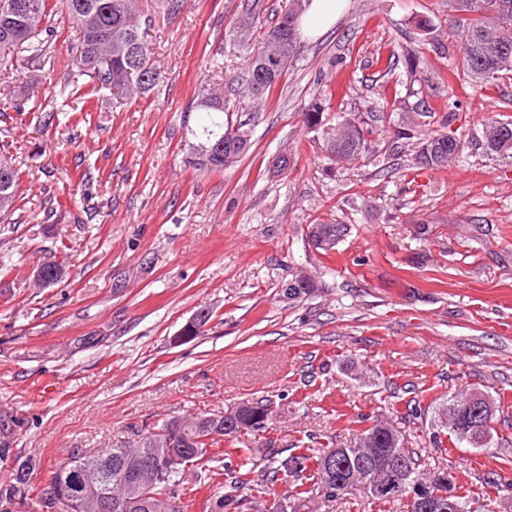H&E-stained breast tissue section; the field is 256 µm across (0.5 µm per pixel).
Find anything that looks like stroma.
<instances>
[{"label": "stroma", "mask_w": 512, "mask_h": 512, "mask_svg": "<svg viewBox=\"0 0 512 512\" xmlns=\"http://www.w3.org/2000/svg\"><path fill=\"white\" fill-rule=\"evenodd\" d=\"M144 3L162 75L148 96L101 93L83 122L0 116V138L21 151L18 209L0 226V430L34 458L31 482L164 420L262 398L278 414L273 431L244 438L252 448L343 442L393 411L424 437L434 399L476 386L505 403L494 448L428 453L443 454L475 512H512V154L482 134L512 118V80L476 91L457 77L448 0H347L329 32L303 38L262 109L234 114L248 153L207 172L186 147L201 121L188 106L203 88L228 93L263 40L234 41L239 0H190L176 15ZM53 25L55 65L25 69L9 86L18 101L65 100L76 34L65 12ZM321 90L334 94L331 121L377 113L374 153L330 163L302 116ZM393 123L470 146L447 169L419 170ZM319 220L348 227L327 256L305 236ZM63 242L62 282L39 286L37 261ZM299 268L319 287L285 299ZM202 310L205 335L174 344Z\"/></svg>", "instance_id": "35a3bbf8"}]
</instances>
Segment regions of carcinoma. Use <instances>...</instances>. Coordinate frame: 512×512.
Listing matches in <instances>:
<instances>
[{"instance_id":"obj_1","label":"carcinoma","mask_w":512,"mask_h":512,"mask_svg":"<svg viewBox=\"0 0 512 512\" xmlns=\"http://www.w3.org/2000/svg\"><path fill=\"white\" fill-rule=\"evenodd\" d=\"M62 7L77 31V40L67 63L68 77L73 85L86 95L109 90L125 98L144 96L159 83L160 71L152 61V52L146 40L147 32L142 27L138 0H0V84L19 76L30 65L46 66L55 63L49 39L56 7ZM448 30L459 37L457 71L469 84L482 90L493 85L505 75H512V0H448ZM266 11L265 0H240L238 16L233 33L240 43L246 45L251 33L260 23ZM303 12V0H293V6L263 32L264 46L261 52L248 63L242 81L247 93L230 100L213 93H201L187 108L189 112L203 114L199 131L193 133L195 141L189 149L200 144L213 145L225 142L227 131L238 128L239 136L230 142L231 157L248 152L251 141L243 125H235L225 119L231 112L245 110L255 101L266 98L282 82L288 67L302 52V41L292 37L288 28V16ZM332 96L316 93L305 108L304 123L307 129L320 135H331L336 149L329 160L333 163H351L374 151V134L364 113L358 112L344 118L327 133L324 127L325 111L331 108ZM483 138L487 148L496 153L512 151V121L493 119L484 125ZM469 142L461 137L435 132L416 142L413 165L422 170H440L448 162L461 155ZM20 193L18 168L11 167L6 180L0 179V223H7L15 212ZM325 237L324 252L333 250L347 234V226L336 222H316ZM466 401V395L443 397L433 401L432 418L442 422L443 430L430 434V444L435 448L444 446L443 436L455 448L464 446L477 450L491 447L492 437L475 433L460 422L455 409ZM207 419L205 415L189 414L181 417L183 428L173 430L175 419L165 421L158 432L166 433L170 440L180 446L182 460L170 461L162 468L155 481L147 488L146 507L138 512H191L195 506V493L205 481L213 477L215 463L220 461L222 442H240V436L224 433L208 435L197 430L196 422ZM275 416L256 413L248 409L241 417L246 433L266 432L274 426ZM373 435L379 448L392 447L390 436H395L399 452L404 461L403 477L408 482L422 478L433 481V489L443 498L453 491L456 509L452 512H474L469 496L460 493L455 477L448 472L447 465L434 457H422L408 449L411 434L399 422L389 418L374 421L373 425L360 433L355 444L341 446L324 444L320 448H305L298 454L287 457L272 445L249 449L251 468L246 471L224 465L231 477L229 490L213 492L205 500L203 512H251L252 501L237 494L247 483L252 468L261 467L266 473L269 486H257L260 494H272V484L282 473H293L306 482L294 485L289 495L308 498L320 495L325 509H334L338 491L346 484H338L336 474L323 466L324 455L335 450L347 469L358 467L356 448L362 437ZM201 452H195V449ZM138 452L136 445L112 449L108 469L94 464V455H74L71 459L55 465L50 472L59 486L57 512H91L79 500L71 498L66 473L82 471V478L90 490L101 494L106 485L112 484V493L120 490L124 477L123 457ZM15 468L6 479H0V512H23L28 507L38 508L41 489L29 487L26 460L14 456Z\"/></svg>"}]
</instances>
